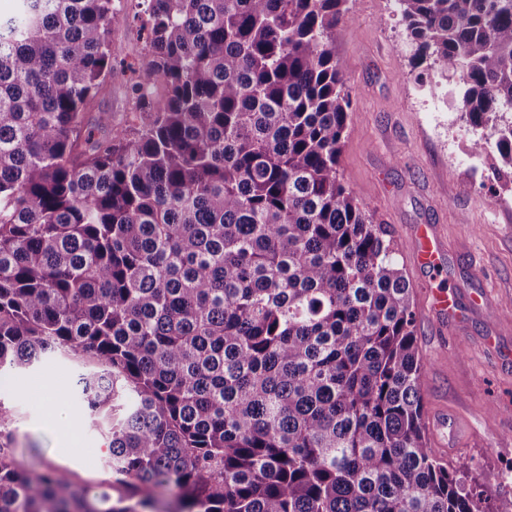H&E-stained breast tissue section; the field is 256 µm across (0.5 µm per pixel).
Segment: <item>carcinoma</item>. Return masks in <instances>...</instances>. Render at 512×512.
<instances>
[{
	"instance_id": "carcinoma-1",
	"label": "carcinoma",
	"mask_w": 512,
	"mask_h": 512,
	"mask_svg": "<svg viewBox=\"0 0 512 512\" xmlns=\"http://www.w3.org/2000/svg\"><path fill=\"white\" fill-rule=\"evenodd\" d=\"M0 16V374L86 359L93 493L19 463L0 512H512L439 458L394 240L342 181L336 29L358 0H138L132 117L112 0ZM410 73L451 78L470 153L512 184V0H396ZM127 76L117 69L112 75V81L106 90L97 97L93 107L87 114L90 121H94L101 112L112 113V126L123 125L129 118L131 103L126 90Z\"/></svg>"
}]
</instances>
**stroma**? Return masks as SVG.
<instances>
[{
    "instance_id": "1",
    "label": "stroma",
    "mask_w": 512,
    "mask_h": 512,
    "mask_svg": "<svg viewBox=\"0 0 512 512\" xmlns=\"http://www.w3.org/2000/svg\"><path fill=\"white\" fill-rule=\"evenodd\" d=\"M112 45L118 59L146 60L145 43L128 19L129 0H115ZM355 111L340 172L344 183L394 239L416 312L417 340L429 360L422 397L431 444L447 461H471L478 483L498 484L512 469V192L490 198L486 171L473 170L465 142L438 126L442 105L419 89L395 0H359L336 33ZM131 103L126 77L115 72L88 119L112 115L124 124ZM431 226L442 247L438 271L415 266L416 226ZM451 292L459 318L430 310L432 292ZM78 362L54 357L10 378L0 377V401L11 414L0 430L12 433L17 459L31 467L49 462L78 484L99 490L112 479L107 440L76 408ZM52 383L58 408L77 423L78 452L65 454L48 424L43 383ZM459 424L450 434L440 422ZM499 485V484H498Z\"/></svg>"
}]
</instances>
